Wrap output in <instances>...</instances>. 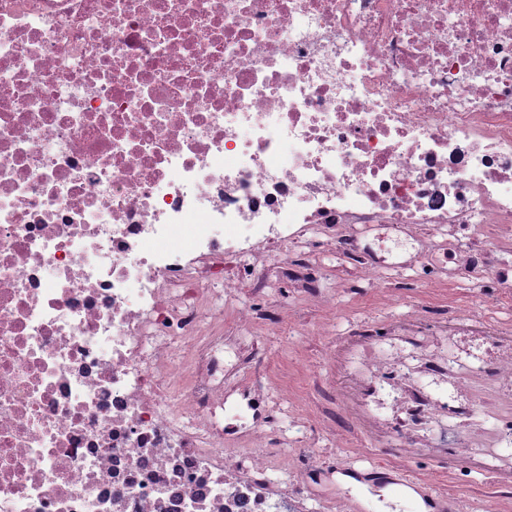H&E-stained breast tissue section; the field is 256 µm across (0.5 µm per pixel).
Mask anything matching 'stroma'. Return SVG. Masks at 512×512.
I'll list each match as a JSON object with an SVG mask.
<instances>
[{
  "mask_svg": "<svg viewBox=\"0 0 512 512\" xmlns=\"http://www.w3.org/2000/svg\"><path fill=\"white\" fill-rule=\"evenodd\" d=\"M327 285L337 292L336 321L328 336L307 335L305 324L319 315L283 292L285 306L297 309L284 335L261 337L266 348L263 365L288 367L292 374L286 399L279 402V437H287L288 420L305 410L309 400L339 392L356 395L359 382L375 368L408 370L416 358L433 364L427 381L450 388L456 414L437 417L427 437L442 438L439 448H422L405 455L399 440H375L371 426L382 420L397 426L399 406L371 397L354 423L344 408L314 427L324 448H335V464L371 469L375 464L403 466L414 478L437 480L449 503L476 504L479 512H512V379L502 369L512 361V301L502 300L492 279L472 274L450 278L445 289L434 286L440 258L421 264L391 265L382 273L399 292L381 304L372 288L352 289V266L334 253L320 255ZM337 345L336 363H324L323 347ZM306 347L296 360L297 347Z\"/></svg>",
  "mask_w": 512,
  "mask_h": 512,
  "instance_id": "1",
  "label": "stroma"
}]
</instances>
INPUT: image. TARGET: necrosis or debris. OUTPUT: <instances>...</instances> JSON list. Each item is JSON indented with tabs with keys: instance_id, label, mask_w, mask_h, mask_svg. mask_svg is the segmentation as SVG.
<instances>
[{
	"instance_id": "1",
	"label": "necrosis or debris",
	"mask_w": 512,
	"mask_h": 512,
	"mask_svg": "<svg viewBox=\"0 0 512 512\" xmlns=\"http://www.w3.org/2000/svg\"><path fill=\"white\" fill-rule=\"evenodd\" d=\"M381 226L512 282V0H0V512H337L244 332Z\"/></svg>"
}]
</instances>
